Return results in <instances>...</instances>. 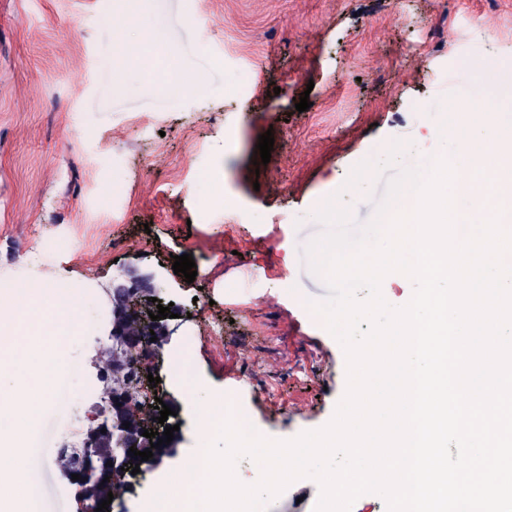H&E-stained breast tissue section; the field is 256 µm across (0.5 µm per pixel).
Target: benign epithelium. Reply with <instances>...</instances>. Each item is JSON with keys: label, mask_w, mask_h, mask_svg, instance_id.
Returning a JSON list of instances; mask_svg holds the SVG:
<instances>
[{"label": "benign epithelium", "mask_w": 512, "mask_h": 512, "mask_svg": "<svg viewBox=\"0 0 512 512\" xmlns=\"http://www.w3.org/2000/svg\"><path fill=\"white\" fill-rule=\"evenodd\" d=\"M157 301L152 302L150 298ZM158 299L151 277L139 275L131 277V285L118 283L113 289L111 347L107 348L110 358L100 367V379L104 383L103 394L95 405L94 422L87 433L82 453L76 454L63 448L59 451L57 463L62 473L77 487L76 497L80 512H96L98 504L113 492V499H119L123 491L114 487L116 477L130 457V447L148 448L150 443L163 437L161 424L154 420L155 398H164L167 405L179 408L178 402L149 388L146 393L130 389V380L137 374L148 378V372L170 342L174 329L168 320L153 321L149 313H158ZM157 340L150 341L151 337ZM129 426H124L125 422ZM156 431L154 438L142 436L144 431ZM153 458L140 462L149 469L158 468L164 459L177 454L174 445L163 444L152 449ZM112 465H107V462ZM78 474L81 479L74 480ZM109 481H104L105 476Z\"/></svg>", "instance_id": "benign-epithelium-1"}]
</instances>
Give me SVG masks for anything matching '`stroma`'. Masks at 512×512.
<instances>
[{
  "label": "stroma",
  "mask_w": 512,
  "mask_h": 512,
  "mask_svg": "<svg viewBox=\"0 0 512 512\" xmlns=\"http://www.w3.org/2000/svg\"><path fill=\"white\" fill-rule=\"evenodd\" d=\"M130 9L0 0V289L70 284L86 325L27 445L39 512H78L56 456L72 424H92L112 286L134 272L203 317L179 322L157 363L181 403L178 452L111 512H143L197 445L172 378L179 351L199 393L231 395L265 437L327 425L347 361L305 308L328 294L306 253L326 231L320 203L338 197L359 229L391 176L442 150L451 103L512 78V0H146L141 23L160 35L150 74L116 65L139 30ZM188 77L197 89L177 90ZM219 167L224 203L211 206L198 185ZM183 254L191 284L172 269Z\"/></svg>",
  "instance_id": "stroma-1"
}]
</instances>
